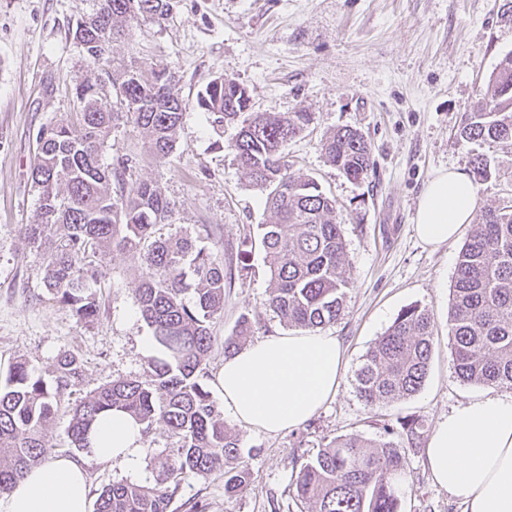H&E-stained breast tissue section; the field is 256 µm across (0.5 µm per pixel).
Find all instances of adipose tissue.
<instances>
[{
    "instance_id": "obj_1",
    "label": "adipose tissue",
    "mask_w": 512,
    "mask_h": 512,
    "mask_svg": "<svg viewBox=\"0 0 512 512\" xmlns=\"http://www.w3.org/2000/svg\"><path fill=\"white\" fill-rule=\"evenodd\" d=\"M476 196L466 173L438 172L425 187L415 230L428 245L454 240L474 218ZM344 352L322 331L296 330L261 339L227 358L215 384L224 406L243 426L270 435L299 427L333 399ZM142 426L130 415H103L77 457L31 468L0 512H89L87 463L119 460L137 469ZM435 483L466 512H512V395L486 394L438 421L425 449Z\"/></svg>"
}]
</instances>
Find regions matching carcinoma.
I'll return each mask as SVG.
<instances>
[{
    "mask_svg": "<svg viewBox=\"0 0 512 512\" xmlns=\"http://www.w3.org/2000/svg\"><path fill=\"white\" fill-rule=\"evenodd\" d=\"M169 11V0H94L92 13L76 22L73 40L88 64L112 66V92L105 93L99 77L81 78L71 89L75 115L41 127L31 173L39 215L22 227L28 243L45 255L46 288L81 319L97 313L89 289L102 275L99 255L116 250L148 269L136 293L156 355L147 361L144 378L114 381L80 400L68 437L74 447H87L99 414L118 409L144 425L146 434L156 425L166 427L176 448L158 455L162 478L155 485L110 484L99 494L95 512H171L184 478L222 472L228 497L241 493L251 478L239 438L224 425L204 383L209 322L224 308V258L199 246L187 231L158 235L157 226L173 222L176 204L155 184L127 183L131 160L104 162L112 127L122 119L141 130L153 160L161 162L175 149L186 110L171 92L175 76L159 65L146 71L132 59L117 62L109 56L130 24L159 23ZM196 103L216 125L235 127L230 147L265 197L269 220L257 228L268 268L266 305L290 329L336 323L353 284L336 202L315 179L291 171L283 152L308 127L312 113L254 112L247 88L228 75L210 81ZM460 137L512 148V51L499 59L486 91L465 114ZM320 149L350 180L361 179L370 166L371 146L354 128L334 130ZM470 164L475 180L492 175L487 155L474 154ZM435 330L428 309L415 305L401 311L357 372V391L367 406L423 389ZM251 333L250 319L241 316L225 351ZM448 341L461 381L512 389V200L482 211L459 252ZM82 377L80 358L67 352L57 359L50 384L25 358L0 380V494L54 452L48 426L64 392ZM393 434L389 429L378 440L338 436L321 444L315 458L300 465L289 493L311 512H400L406 449Z\"/></svg>",
    "mask_w": 512,
    "mask_h": 512,
    "instance_id": "1",
    "label": "carcinoma"
}]
</instances>
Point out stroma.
<instances>
[{"mask_svg":"<svg viewBox=\"0 0 512 512\" xmlns=\"http://www.w3.org/2000/svg\"><path fill=\"white\" fill-rule=\"evenodd\" d=\"M162 23L132 26L113 43L114 57L142 68H168L172 91L186 105L175 151L153 161L140 130L122 122L113 128L105 162L133 161L135 177L159 185L175 201L173 225L160 234L187 230L205 248L223 256L232 277L225 282L224 310L210 322L206 385L224 363V340L240 316L253 325L252 340L284 332L269 310L264 252L244 250L246 236L266 223L264 197L237 165L229 143L233 127L213 124L196 105L199 91L216 76L247 87L257 112L313 114V122L285 148L297 172L312 176L336 202L354 284L345 312L328 328L342 343L345 365L338 391L316 416L277 435L246 428L232 416L225 425L240 439L252 471L248 488L224 494V477L182 481L173 504L188 512H305L288 495L300 464L319 451L322 438L358 434L378 439L386 426L416 419L430 435L443 415L484 394L460 381L448 342V302L458 240L434 248L416 235L414 218L427 182L440 170L470 171L477 146L458 133L500 57L512 51V14L503 0H171ZM92 0H0V380L19 358L53 380L58 357L76 353L82 382L65 393L49 432L59 456H76L67 429L72 407L90 391L118 379L142 377L147 356L142 340L151 330L138 310L136 289L147 270L126 254L99 257L102 277L92 288L97 314L79 319L43 284L44 257L25 240L22 225L37 218L31 179L36 134L52 120L75 112L69 88L96 77L69 31L87 15ZM56 95H41L43 81ZM350 126L372 147L364 179H347L320 152L324 135ZM496 170L475 186L476 205H499L512 183V152L494 154ZM418 305L437 325L429 374L415 396L366 407L356 372L370 347L400 311ZM174 447L164 426L144 438L138 471L117 461L88 465L90 494L115 482L156 484L157 456ZM408 487L401 512H464L434 484L424 450L406 452Z\"/></svg>","mask_w":512,"mask_h":512,"instance_id":"stroma-1","label":"stroma"}]
</instances>
